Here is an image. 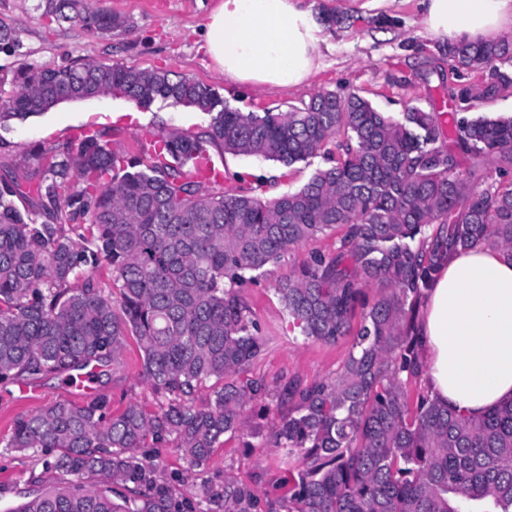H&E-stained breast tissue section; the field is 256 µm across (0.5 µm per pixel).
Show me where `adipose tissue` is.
<instances>
[{
    "label": "adipose tissue",
    "instance_id": "obj_1",
    "mask_svg": "<svg viewBox=\"0 0 512 512\" xmlns=\"http://www.w3.org/2000/svg\"><path fill=\"white\" fill-rule=\"evenodd\" d=\"M427 35L483 42L512 34V0H421ZM200 36L226 80L291 89L318 67L324 32L302 0H220ZM431 398L479 417L512 400V259L475 246L452 255L417 319Z\"/></svg>",
    "mask_w": 512,
    "mask_h": 512
}]
</instances>
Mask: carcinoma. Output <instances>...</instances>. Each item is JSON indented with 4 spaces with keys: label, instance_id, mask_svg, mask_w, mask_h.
<instances>
[{
    "label": "carcinoma",
    "instance_id": "1",
    "mask_svg": "<svg viewBox=\"0 0 512 512\" xmlns=\"http://www.w3.org/2000/svg\"><path fill=\"white\" fill-rule=\"evenodd\" d=\"M43 15L83 33L127 32L126 17L91 0H40ZM461 101L512 88V42L447 45ZM10 84L13 90L4 92ZM120 96L139 107L172 101L210 115L201 136L153 134L128 158L112 134L94 130L49 151L10 160L0 175V384L48 376L72 382L108 376L127 339L158 410L130 404L110 413L99 394L21 415L5 447L41 450L36 489L10 512H184L223 503L224 512H512V401L472 418L430 397L414 334L425 291L440 265L476 245L512 257V180L489 183L484 165L512 175V117L427 112L396 119L355 92H318L283 112H238L208 86L167 71L87 60L0 76V128L56 105ZM342 155L299 189L271 198L205 185L185 168L194 154L246 155L290 167ZM468 160L459 171L460 157ZM38 210L21 212L23 186ZM343 230L331 254L314 251L275 292L288 323L335 344L359 328L333 378L287 381L270 390L249 375L268 337L245 288L266 267ZM108 266V280L97 276ZM214 381L213 400L193 394ZM273 395L288 408L262 448L297 460L273 492L233 476L179 502L157 479L147 441L176 443L192 467L249 427V404Z\"/></svg>",
    "mask_w": 512,
    "mask_h": 512
}]
</instances>
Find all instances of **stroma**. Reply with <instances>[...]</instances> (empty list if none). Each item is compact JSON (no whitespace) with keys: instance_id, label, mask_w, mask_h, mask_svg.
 I'll return each mask as SVG.
<instances>
[{"instance_id":"35a3bbf8","label":"stroma","mask_w":512,"mask_h":512,"mask_svg":"<svg viewBox=\"0 0 512 512\" xmlns=\"http://www.w3.org/2000/svg\"><path fill=\"white\" fill-rule=\"evenodd\" d=\"M365 0H304L313 14L331 9L340 13V24L325 27L332 46L324 57L325 67L309 83L291 90L237 85L225 81L211 58L200 47V31L218 0H93L96 7L129 18L134 28L115 32L109 38L79 33L72 24L44 16L39 0H0V21L10 25L20 48L16 54L0 53V72H13L27 65L53 67L65 60H95L150 70H165L209 86L229 108L259 112L266 108L287 110L322 91L355 92L379 111L401 115L407 108L429 111L436 98L447 97L456 80L446 54L438 52L435 38L425 35L418 0H385L375 8ZM209 115L169 101L154 102L150 108L130 110L123 98L109 96L67 101L39 116L12 121L0 129V157L19 156L22 149H50L65 142L71 129L97 126L112 131L119 148L136 152L144 130L176 129L189 135L204 132ZM224 168V187L262 181L261 192L273 197L302 187L327 161L318 156L285 167L252 156L214 154ZM335 236L313 241L285 254L271 266L260 284L250 286L254 317L264 335L267 349L249 373L270 386L286 381L310 383L335 377L351 346L350 339L327 345L305 339L288 328L287 316L275 293L280 279L311 251L332 252ZM142 360L136 346H128L111 376L93 384L91 392L107 395L113 412L138 403L156 409L158 400L142 382ZM87 392L59 378H44L30 384H0V438L5 437L20 415L59 400L84 401ZM247 415L253 435L238 434L216 449L209 461L189 469L174 445H149L144 456L162 460V482L176 497L188 496L191 486L206 484L219 489L225 475L239 481L274 489L287 477L274 465L259 463L257 450L262 433L278 420L276 407L249 406ZM42 456L0 447V512H12L22 501L31 477L42 474Z\"/></svg>"}]
</instances>
